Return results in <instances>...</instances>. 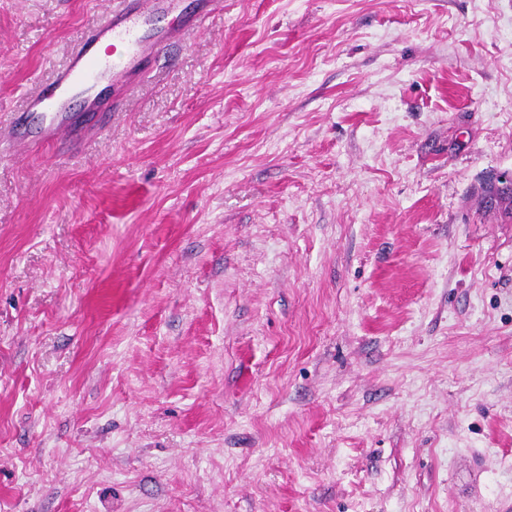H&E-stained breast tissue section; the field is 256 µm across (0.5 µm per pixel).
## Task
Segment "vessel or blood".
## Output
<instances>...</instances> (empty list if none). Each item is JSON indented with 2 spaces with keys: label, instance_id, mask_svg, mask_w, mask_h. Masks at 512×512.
I'll list each match as a JSON object with an SVG mask.
<instances>
[{
  "label": "vessel or blood",
  "instance_id": "b4317fda",
  "mask_svg": "<svg viewBox=\"0 0 512 512\" xmlns=\"http://www.w3.org/2000/svg\"><path fill=\"white\" fill-rule=\"evenodd\" d=\"M177 0H117L112 10L73 46L67 62L56 69L43 89L31 94L12 124L30 150L65 144L77 151L83 137L70 110L75 99L96 102L105 83L122 85L144 72L158 49L177 41L185 30L207 18L204 9L181 15L178 25L167 19Z\"/></svg>",
  "mask_w": 512,
  "mask_h": 512
}]
</instances>
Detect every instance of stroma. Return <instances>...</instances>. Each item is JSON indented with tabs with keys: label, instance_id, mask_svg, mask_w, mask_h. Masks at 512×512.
<instances>
[{
	"label": "stroma",
	"instance_id": "35a3bbf8",
	"mask_svg": "<svg viewBox=\"0 0 512 512\" xmlns=\"http://www.w3.org/2000/svg\"><path fill=\"white\" fill-rule=\"evenodd\" d=\"M114 4L0 0V512H512V0H216L15 144ZM488 198L490 200L494 198L496 204L493 205V202L489 204ZM481 203L485 208L498 211L503 217L512 221V189L499 188L489 182L482 187Z\"/></svg>",
	"mask_w": 512,
	"mask_h": 512
}]
</instances>
